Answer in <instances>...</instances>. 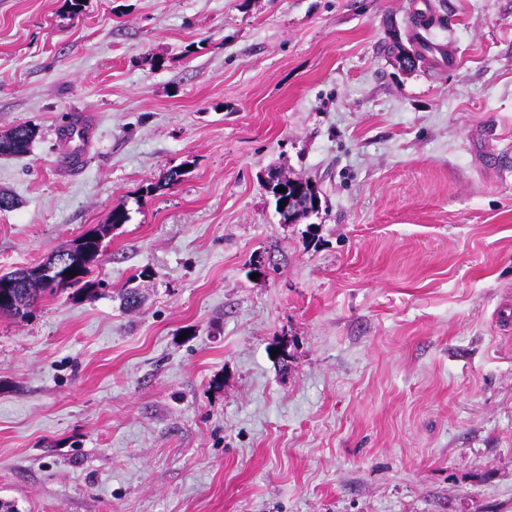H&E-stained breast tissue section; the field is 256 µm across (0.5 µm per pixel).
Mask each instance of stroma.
<instances>
[{
    "mask_svg": "<svg viewBox=\"0 0 512 512\" xmlns=\"http://www.w3.org/2000/svg\"><path fill=\"white\" fill-rule=\"evenodd\" d=\"M429 9L456 64L403 67ZM24 123L0 274L129 220L95 289L0 314V501L512 512V0H0ZM272 168L319 213L281 223Z\"/></svg>",
    "mask_w": 512,
    "mask_h": 512,
    "instance_id": "1",
    "label": "stroma"
}]
</instances>
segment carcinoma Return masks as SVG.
Returning a JSON list of instances; mask_svg holds the SVG:
<instances>
[{
    "label": "carcinoma",
    "mask_w": 512,
    "mask_h": 512,
    "mask_svg": "<svg viewBox=\"0 0 512 512\" xmlns=\"http://www.w3.org/2000/svg\"><path fill=\"white\" fill-rule=\"evenodd\" d=\"M35 136L30 125H18L0 136V155H18L26 152ZM284 191H278V188ZM275 203L293 198L291 205L277 209L286 224H296L318 212L314 201L320 199L313 183L302 178H292L283 171H276V180L266 185ZM129 220L126 204L119 202L112 208L111 222L97 225L80 235L71 245L51 252L37 267L53 271L50 278H58L53 284L47 283L42 275H33L21 268L0 275V313L13 318L29 317L45 295H54L64 288L78 286L82 289L93 287L87 280L91 266L102 254L103 240L112 228Z\"/></svg>",
    "instance_id": "obj_1"
}]
</instances>
